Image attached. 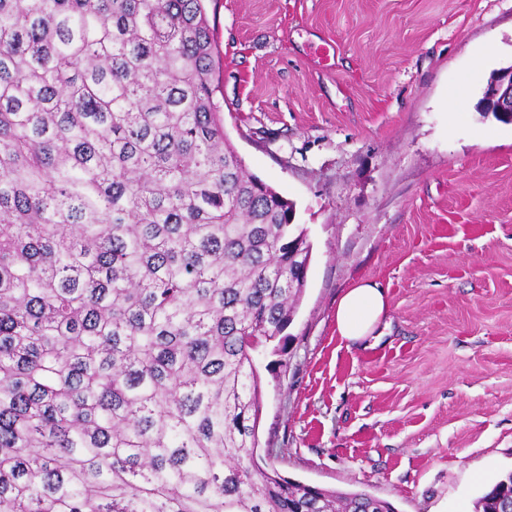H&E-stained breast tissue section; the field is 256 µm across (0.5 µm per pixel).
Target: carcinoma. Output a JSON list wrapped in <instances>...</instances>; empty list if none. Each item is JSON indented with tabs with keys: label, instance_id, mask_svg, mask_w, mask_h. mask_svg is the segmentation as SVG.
Wrapping results in <instances>:
<instances>
[{
	"label": "carcinoma",
	"instance_id": "obj_1",
	"mask_svg": "<svg viewBox=\"0 0 512 512\" xmlns=\"http://www.w3.org/2000/svg\"><path fill=\"white\" fill-rule=\"evenodd\" d=\"M215 76L204 0H0V512H395L258 462L311 244Z\"/></svg>",
	"mask_w": 512,
	"mask_h": 512
}]
</instances>
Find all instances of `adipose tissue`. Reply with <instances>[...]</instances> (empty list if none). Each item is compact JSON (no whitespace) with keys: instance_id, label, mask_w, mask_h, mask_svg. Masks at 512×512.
<instances>
[{"instance_id":"1","label":"adipose tissue","mask_w":512,"mask_h":512,"mask_svg":"<svg viewBox=\"0 0 512 512\" xmlns=\"http://www.w3.org/2000/svg\"><path fill=\"white\" fill-rule=\"evenodd\" d=\"M387 293L379 284L366 281L348 288L336 304V332L351 344L358 345L388 327Z\"/></svg>"}]
</instances>
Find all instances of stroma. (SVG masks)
I'll use <instances>...</instances> for the list:
<instances>
[{
    "label": "stroma",
    "instance_id": "35a3bbf8",
    "mask_svg": "<svg viewBox=\"0 0 512 512\" xmlns=\"http://www.w3.org/2000/svg\"><path fill=\"white\" fill-rule=\"evenodd\" d=\"M206 8L224 132L312 245L285 349L255 356L259 455L397 512H474L512 470V124L476 109L512 64V0ZM361 280L390 305L366 349L335 327Z\"/></svg>",
    "mask_w": 512,
    "mask_h": 512
}]
</instances>
